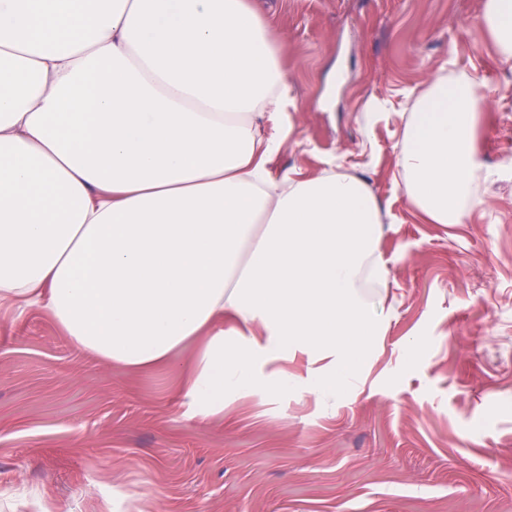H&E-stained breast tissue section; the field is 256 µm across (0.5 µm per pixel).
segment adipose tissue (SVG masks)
I'll return each instance as SVG.
<instances>
[{"mask_svg":"<svg viewBox=\"0 0 512 512\" xmlns=\"http://www.w3.org/2000/svg\"><path fill=\"white\" fill-rule=\"evenodd\" d=\"M512 61V0H484ZM280 51L247 0H0V302L47 310L105 364L187 351L192 417L367 377L383 328L381 208L342 173L278 184ZM482 97L434 77L403 132L411 204L454 224Z\"/></svg>","mask_w":512,"mask_h":512,"instance_id":"adipose-tissue-1","label":"adipose tissue"}]
</instances>
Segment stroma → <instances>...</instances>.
I'll use <instances>...</instances> for the list:
<instances>
[{
    "instance_id": "stroma-1",
    "label": "stroma",
    "mask_w": 512,
    "mask_h": 512,
    "mask_svg": "<svg viewBox=\"0 0 512 512\" xmlns=\"http://www.w3.org/2000/svg\"><path fill=\"white\" fill-rule=\"evenodd\" d=\"M288 76L276 179H364L385 232V322L362 388L190 418L188 354L141 371L78 350L41 307L0 304V512H512V64L484 0H252ZM485 101L464 217L403 190L404 123L433 76Z\"/></svg>"
}]
</instances>
